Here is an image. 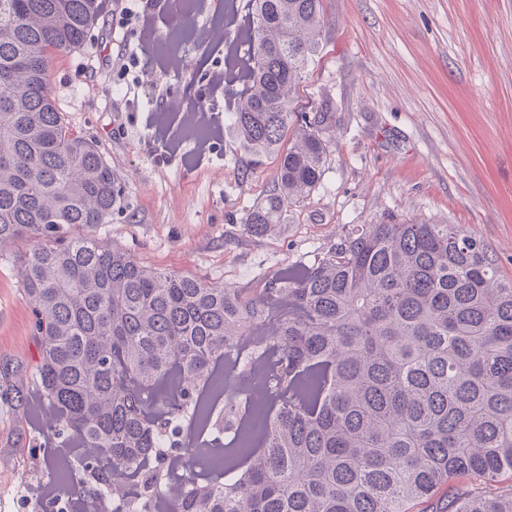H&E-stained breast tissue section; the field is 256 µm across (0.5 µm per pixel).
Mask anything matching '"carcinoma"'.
I'll return each mask as SVG.
<instances>
[{"label":"carcinoma","mask_w":512,"mask_h":512,"mask_svg":"<svg viewBox=\"0 0 512 512\" xmlns=\"http://www.w3.org/2000/svg\"><path fill=\"white\" fill-rule=\"evenodd\" d=\"M234 123L275 181L243 234L276 233L320 184L325 99L294 94L324 0H253ZM102 0H0V247L18 256L45 411L0 366V403L63 427L48 461L112 512H512V279L456 224H356L300 277L224 288L99 241L121 199L63 123L54 54ZM288 148H281L283 140ZM480 490L446 495L456 479Z\"/></svg>","instance_id":"1"}]
</instances>
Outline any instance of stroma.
Returning a JSON list of instances; mask_svg holds the SVG:
<instances>
[{
  "mask_svg": "<svg viewBox=\"0 0 512 512\" xmlns=\"http://www.w3.org/2000/svg\"><path fill=\"white\" fill-rule=\"evenodd\" d=\"M135 8L150 28L113 27L104 10L80 50L49 62L64 123L96 142L119 176L121 205L98 239L151 268L260 288L309 265L352 224H457L512 278V0H325L326 35L296 93L301 112L325 96L336 104L325 173L286 212L281 232L261 240L245 237L242 224L274 181L277 156L252 163L232 120L234 97L208 88L236 25L215 0L179 30L171 0ZM203 29L212 38L198 39ZM125 51L138 56L126 74L112 66ZM167 53L185 68H163ZM196 108L224 128L204 154L190 136L169 150L146 125L151 113ZM17 254L0 250V362L30 367L37 347ZM59 442L0 408V502L9 512H67L69 486L51 502L27 495L53 483L45 459Z\"/></svg>",
  "mask_w": 512,
  "mask_h": 512,
  "instance_id": "35a3bbf8",
  "label": "stroma"
}]
</instances>
